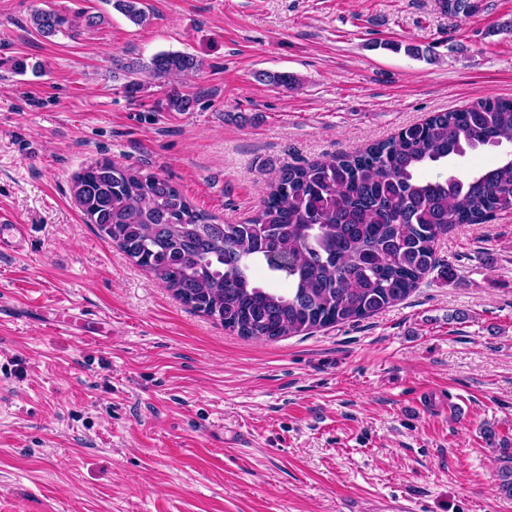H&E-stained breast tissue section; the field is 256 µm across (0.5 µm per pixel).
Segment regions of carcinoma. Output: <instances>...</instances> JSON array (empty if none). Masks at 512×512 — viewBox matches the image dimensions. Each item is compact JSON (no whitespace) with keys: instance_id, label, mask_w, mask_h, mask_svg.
<instances>
[{"instance_id":"carcinoma-1","label":"carcinoma","mask_w":512,"mask_h":512,"mask_svg":"<svg viewBox=\"0 0 512 512\" xmlns=\"http://www.w3.org/2000/svg\"><path fill=\"white\" fill-rule=\"evenodd\" d=\"M141 0H115L140 25ZM468 16L473 0H442ZM45 38L78 35L100 15L36 9ZM195 55L159 52L130 72L187 77ZM193 97L174 92L166 108L187 112ZM512 142V100L480 99L437 112L365 150L290 165L242 224H221L197 209L168 179L110 160L79 172L73 195L85 221L116 242L177 298L246 338L277 340L354 323L405 300L438 264L436 240L457 226L485 224L512 209V153L465 178H426L483 146ZM265 267L268 282L252 268Z\"/></svg>"}]
</instances>
